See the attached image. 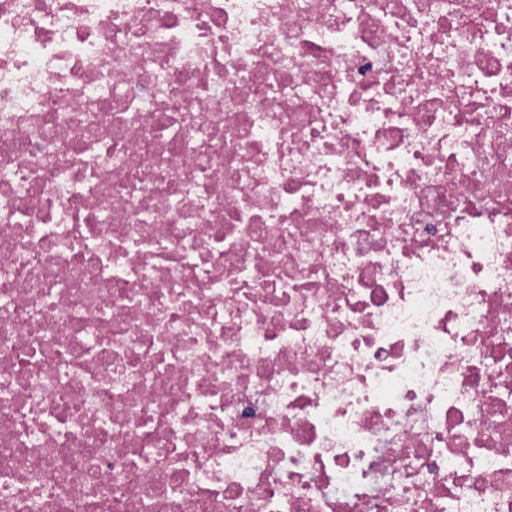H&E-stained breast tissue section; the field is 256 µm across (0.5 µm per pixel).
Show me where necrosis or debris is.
Here are the masks:
<instances>
[{"mask_svg":"<svg viewBox=\"0 0 512 512\" xmlns=\"http://www.w3.org/2000/svg\"><path fill=\"white\" fill-rule=\"evenodd\" d=\"M0 512H512V0H0Z\"/></svg>","mask_w":512,"mask_h":512,"instance_id":"necrosis-or-debris-1","label":"necrosis or debris"}]
</instances>
